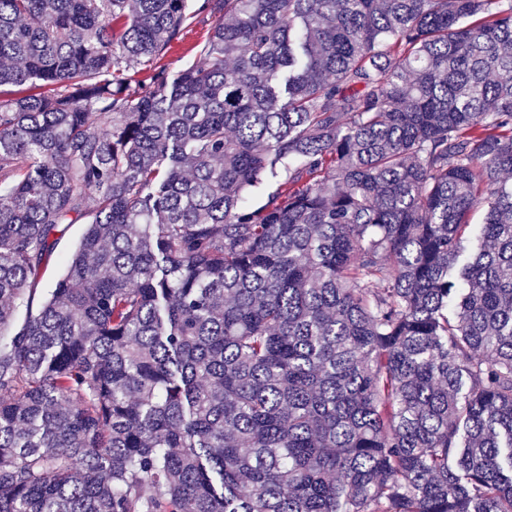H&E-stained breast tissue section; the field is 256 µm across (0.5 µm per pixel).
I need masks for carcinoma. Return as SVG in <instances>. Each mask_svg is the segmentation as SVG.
Returning a JSON list of instances; mask_svg holds the SVG:
<instances>
[{
  "label": "carcinoma",
  "mask_w": 512,
  "mask_h": 512,
  "mask_svg": "<svg viewBox=\"0 0 512 512\" xmlns=\"http://www.w3.org/2000/svg\"><path fill=\"white\" fill-rule=\"evenodd\" d=\"M3 86L0 512H512V0H0ZM208 30L205 24L197 23L184 31L182 39L175 42L172 47L159 60L160 65H165L170 71L176 72L194 63L202 61L193 47L204 39ZM85 228V224H69L66 226L63 237L46 259L38 288H51L56 278L63 273L66 263L72 251L78 245Z\"/></svg>",
  "instance_id": "1"
}]
</instances>
